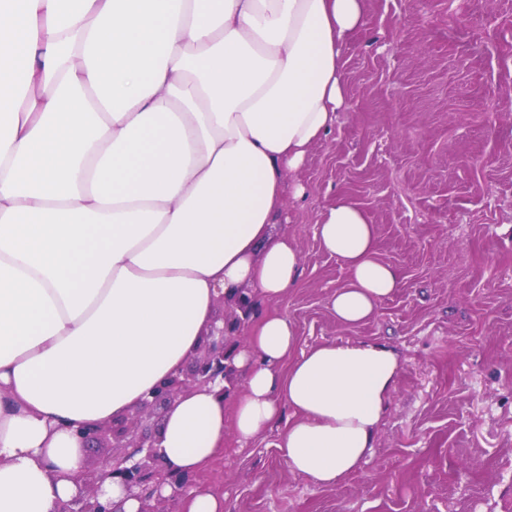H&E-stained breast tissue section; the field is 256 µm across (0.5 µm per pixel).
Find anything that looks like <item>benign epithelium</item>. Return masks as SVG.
I'll return each instance as SVG.
<instances>
[{"mask_svg": "<svg viewBox=\"0 0 512 512\" xmlns=\"http://www.w3.org/2000/svg\"><path fill=\"white\" fill-rule=\"evenodd\" d=\"M227 336L224 316L215 318L209 332L191 357L190 365L170 375L134 410L121 418L81 432L86 442L98 440L112 448V456L84 474V486L67 502H57L55 512H119L110 502L101 501V483L109 479L127 496L141 504L139 512H178L183 493L198 484V475L172 466L161 451L159 426L165 411L177 400L199 388L221 386L231 375L226 364ZM168 486L171 492L162 494Z\"/></svg>", "mask_w": 512, "mask_h": 512, "instance_id": "1", "label": "benign epithelium"}]
</instances>
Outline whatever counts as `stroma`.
I'll use <instances>...</instances> for the list:
<instances>
[{"label":"stroma","instance_id":"35a3bbf8","mask_svg":"<svg viewBox=\"0 0 512 512\" xmlns=\"http://www.w3.org/2000/svg\"><path fill=\"white\" fill-rule=\"evenodd\" d=\"M343 67L345 105L277 226L302 275L274 308L302 350L391 345L396 390L367 460L338 484L292 472L277 426L229 446L203 481L228 512H512V0H367ZM341 198L403 279L358 326L327 307L347 272L315 236Z\"/></svg>","mask_w":512,"mask_h":512}]
</instances>
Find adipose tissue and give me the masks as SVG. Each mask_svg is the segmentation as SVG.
<instances>
[{"label":"adipose tissue","instance_id":"obj_1","mask_svg":"<svg viewBox=\"0 0 512 512\" xmlns=\"http://www.w3.org/2000/svg\"><path fill=\"white\" fill-rule=\"evenodd\" d=\"M366 0H0V512L77 495L78 430L137 407L179 371L218 296L271 303L301 254L272 232L288 183L344 103L341 58ZM342 260L330 296L359 325L402 286L348 199L316 226ZM234 399L201 389L161 446L197 473L282 425L276 447L316 485L374 446L400 361L371 341L299 350L286 315L239 314Z\"/></svg>","mask_w":512,"mask_h":512}]
</instances>
